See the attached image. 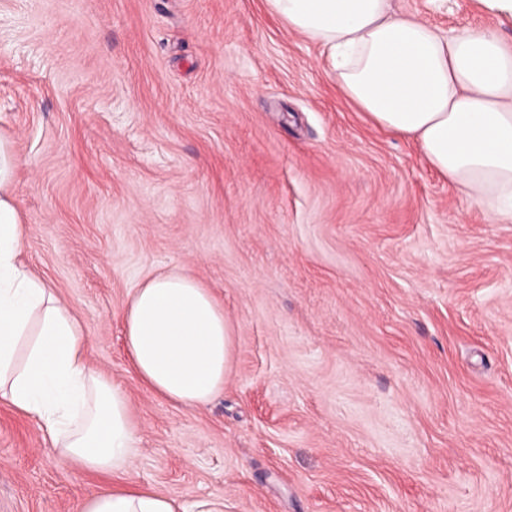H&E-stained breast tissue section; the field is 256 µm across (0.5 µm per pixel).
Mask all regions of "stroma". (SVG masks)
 Here are the masks:
<instances>
[{
	"mask_svg": "<svg viewBox=\"0 0 512 512\" xmlns=\"http://www.w3.org/2000/svg\"><path fill=\"white\" fill-rule=\"evenodd\" d=\"M512 39L494 0H394ZM0 132L26 261L128 393L135 482L224 512H512V223L375 127L264 0H0ZM198 279L234 329L185 410L128 372L123 310ZM0 402V512H78Z\"/></svg>",
	"mask_w": 512,
	"mask_h": 512,
	"instance_id": "stroma-1",
	"label": "stroma"
}]
</instances>
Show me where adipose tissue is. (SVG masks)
Returning a JSON list of instances; mask_svg holds the SVG:
<instances>
[{
    "instance_id": "obj_1",
    "label": "adipose tissue",
    "mask_w": 512,
    "mask_h": 512,
    "mask_svg": "<svg viewBox=\"0 0 512 512\" xmlns=\"http://www.w3.org/2000/svg\"><path fill=\"white\" fill-rule=\"evenodd\" d=\"M289 30L319 44L338 88L376 125L414 140L442 175L497 223L512 222V40L492 30L443 33L392 0H266ZM17 157L0 134V401L37 421L53 451L120 476L80 512H188L130 481L139 428L125 390L91 365L85 331L24 260ZM138 380L185 409L223 392L232 329L192 276L152 274L123 312Z\"/></svg>"
}]
</instances>
